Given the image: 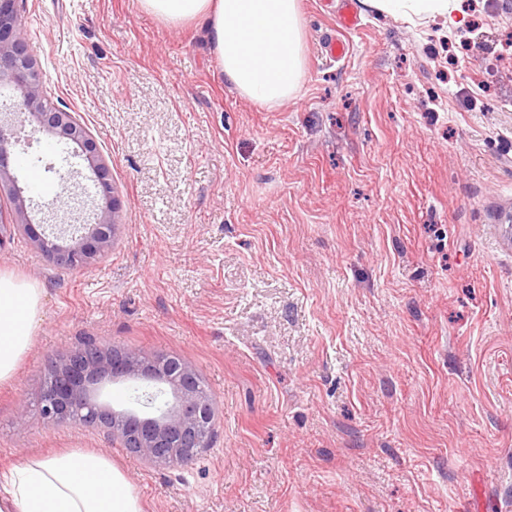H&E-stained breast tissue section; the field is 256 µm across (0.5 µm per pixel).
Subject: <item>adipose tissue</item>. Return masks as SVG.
<instances>
[{
  "instance_id": "1",
  "label": "adipose tissue",
  "mask_w": 512,
  "mask_h": 512,
  "mask_svg": "<svg viewBox=\"0 0 512 512\" xmlns=\"http://www.w3.org/2000/svg\"><path fill=\"white\" fill-rule=\"evenodd\" d=\"M375 13L410 23L452 18L457 0H363ZM168 26L203 28L227 84L275 106L297 96L305 69L300 0H138ZM32 284L0 274V383L9 381L40 317ZM0 512H143L110 457L92 451L35 456L0 469Z\"/></svg>"
}]
</instances>
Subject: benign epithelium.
I'll list each match as a JSON object with an SVG mask.
<instances>
[{
    "mask_svg": "<svg viewBox=\"0 0 512 512\" xmlns=\"http://www.w3.org/2000/svg\"><path fill=\"white\" fill-rule=\"evenodd\" d=\"M26 34L18 0H0V80L20 90L16 108L33 123L32 132H45L75 146L95 176L98 200L91 224H69L50 231L44 224L27 220L15 228L57 265L86 266L110 252L117 240L121 229L117 188L91 132L74 113L45 103L41 73L25 53ZM17 141L15 125L0 122V185L14 181L12 147ZM121 381L157 387L140 396L148 411H117L101 399L105 384ZM40 405L49 422L96 425L121 439L125 447L165 463L193 459L207 446V429L215 419L213 399L197 373L179 357L149 359L99 340L72 348L63 360L52 364Z\"/></svg>",
    "mask_w": 512,
    "mask_h": 512,
    "instance_id": "benign-epithelium-1",
    "label": "benign epithelium"
}]
</instances>
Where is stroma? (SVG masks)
<instances>
[{
	"instance_id": "1",
	"label": "stroma",
	"mask_w": 512,
	"mask_h": 512,
	"mask_svg": "<svg viewBox=\"0 0 512 512\" xmlns=\"http://www.w3.org/2000/svg\"><path fill=\"white\" fill-rule=\"evenodd\" d=\"M306 69L264 106L225 84L201 31L136 0H19L55 106L94 135L123 227L62 268L14 231L0 272L41 291L32 344L0 392V468L111 457L144 512H512V0L410 24L300 0ZM341 34L347 55L323 45ZM18 184L95 182L71 145H14ZM177 355L216 404L214 435L158 464L39 398L80 339Z\"/></svg>"
}]
</instances>
